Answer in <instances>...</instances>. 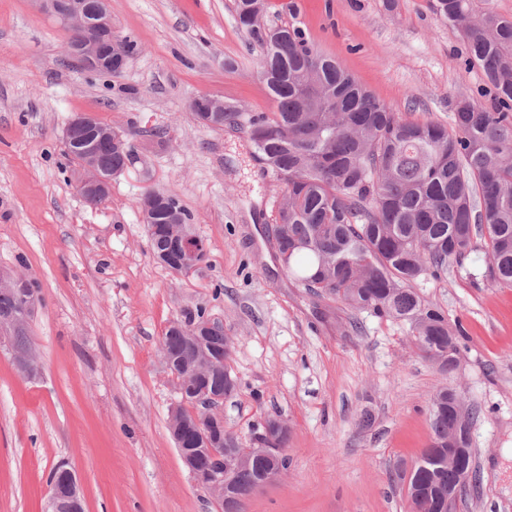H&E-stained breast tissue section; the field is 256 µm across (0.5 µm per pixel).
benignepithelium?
<instances>
[{"label": "benign epithelium", "instance_id": "1", "mask_svg": "<svg viewBox=\"0 0 512 512\" xmlns=\"http://www.w3.org/2000/svg\"><path fill=\"white\" fill-rule=\"evenodd\" d=\"M40 9L70 30V53L83 65L93 70L112 72V44L122 40V36L112 28V19L108 10V0H34ZM94 116L88 112H75L69 118L63 129L62 138L65 142L75 140L78 135L93 124ZM125 169L101 171L94 167H87L81 176L77 189L80 195L88 200L93 199L101 204L110 196L112 178L124 173ZM172 235L175 237L165 254L166 261L162 262L172 273L181 275L200 266L198 261L199 250L193 243H201L200 237L194 231L192 224H180L173 227ZM0 288H15L18 292L16 309L0 315V346L7 347L12 362L18 371L26 378L34 380L40 377V368L34 367L35 350H18L14 347L13 339L21 332L32 316L38 299L34 290L19 288L12 278L0 279ZM224 329L223 324L207 317L194 323L189 330L185 342L192 352L190 365L191 373L203 376L209 370V358L197 349V335L201 332L216 333ZM235 381L229 370H224V394L209 395L206 392L198 394V400L205 403L208 408L207 415L215 420L224 421L221 412L224 398L235 391ZM174 427L172 438L180 453L184 466L188 469L195 482L211 492L219 503H224V490L230 485L228 472L237 470L251 462L253 456H265L269 465L264 480L257 484L263 487L282 473L283 449L278 447V440L288 434L287 428L277 419L272 418L265 422L264 432L260 435L257 448H240L227 453L228 465L219 470H201L197 467L196 452L209 453L222 443L221 433H215L203 427L198 417L193 421L186 420L180 406L176 405L170 413ZM192 428L195 430L197 450L182 447L183 433ZM84 498L80 478L75 471L65 468L50 486L49 496L43 512H83Z\"/></svg>", "mask_w": 512, "mask_h": 512}]
</instances>
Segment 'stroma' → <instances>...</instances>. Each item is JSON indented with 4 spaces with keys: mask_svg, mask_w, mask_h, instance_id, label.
Wrapping results in <instances>:
<instances>
[{
    "mask_svg": "<svg viewBox=\"0 0 512 512\" xmlns=\"http://www.w3.org/2000/svg\"><path fill=\"white\" fill-rule=\"evenodd\" d=\"M233 5L110 0L113 26L138 52L109 76L68 56L67 32L34 0H0V272L39 296L28 330L42 367L24 379L0 351V512H42L61 465L79 475L86 512H221L174 446L177 395L160 353L170 322L200 309L232 339L238 388L221 407L225 426L249 448L267 419L290 429L287 471L245 512H409L391 474L429 444V401L443 385L480 410L456 512H512V286L489 280L481 248L416 282L463 328L448 375L407 325L350 312L288 276L271 249L281 182L254 159L246 127L208 128L188 109L201 94L247 114L274 109L256 76L262 49ZM265 20L302 28L410 119L447 125L458 100H490L433 0H270ZM75 112L128 133L140 156L95 209L63 154ZM150 186L177 194L208 245L190 273L151 253L141 218Z\"/></svg>",
    "mask_w": 512,
    "mask_h": 512,
    "instance_id": "1",
    "label": "stroma"
}]
</instances>
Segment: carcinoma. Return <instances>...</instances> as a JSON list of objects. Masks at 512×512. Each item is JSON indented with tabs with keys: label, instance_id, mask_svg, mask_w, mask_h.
<instances>
[{
	"label": "carcinoma",
	"instance_id": "carcinoma-1",
	"mask_svg": "<svg viewBox=\"0 0 512 512\" xmlns=\"http://www.w3.org/2000/svg\"><path fill=\"white\" fill-rule=\"evenodd\" d=\"M266 0H235L236 22L264 49L259 76L275 111L246 124L254 156L283 184L275 215V237L288 245L286 271L315 296L351 311L370 310L410 326L420 354L442 369L457 363L459 330L425 301L414 283L438 279L448 265L485 244L488 274L512 286V18L476 12L473 0H436V12L454 22L465 16L462 36L469 63L478 66L493 93L491 106L469 99L456 107L447 127L403 118L360 85L344 65L323 55L295 26H266ZM138 47L129 40L112 46L116 63ZM221 124L240 125L244 113L233 102L208 113ZM112 147L100 144V169L137 161L127 135ZM156 231L152 253L165 249L172 219L193 223L174 193L149 187L141 199ZM172 368L185 349L169 328L162 338ZM448 387L430 400L431 442L408 476L410 512H446L448 488L459 469L448 466V431L467 448L478 412L457 422ZM266 458L235 473L236 492L247 499Z\"/></svg>",
	"mask_w": 512,
	"mask_h": 512
}]
</instances>
